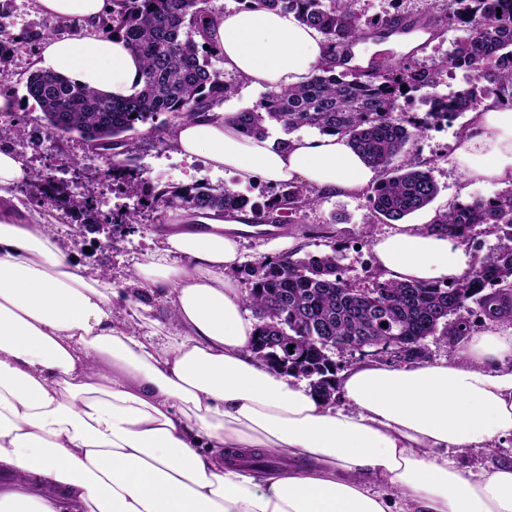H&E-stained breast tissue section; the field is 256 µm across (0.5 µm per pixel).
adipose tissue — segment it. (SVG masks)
I'll list each match as a JSON object with an SVG mask.
<instances>
[{"instance_id":"ef3b65f1","label":"adipose tissue","mask_w":512,"mask_h":512,"mask_svg":"<svg viewBox=\"0 0 512 512\" xmlns=\"http://www.w3.org/2000/svg\"><path fill=\"white\" fill-rule=\"evenodd\" d=\"M207 35L226 71L269 89L305 83L330 54L315 29L273 11L223 13ZM39 65L114 98L142 75L118 38L47 39ZM170 139L244 183L336 196L377 181L339 133L279 147L208 117ZM452 163L476 184L512 181V109L471 113ZM373 253L395 281L451 282L473 264L415 224L375 239ZM241 261L213 212L171 226L133 266L139 287L168 289L182 329L159 344L146 312L134 314L140 332L114 323L110 275L69 260L22 206L0 205V475L11 478L0 512H512V462L474 474L446 454L512 439L511 326L459 343L447 362L354 363L334 407L253 356L255 324L231 276ZM233 447L290 468L225 463Z\"/></svg>"}]
</instances>
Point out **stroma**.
<instances>
[{
	"mask_svg": "<svg viewBox=\"0 0 512 512\" xmlns=\"http://www.w3.org/2000/svg\"><path fill=\"white\" fill-rule=\"evenodd\" d=\"M356 8L368 18L394 12L413 17L426 12L442 13L445 5L443 0H358ZM9 9L13 31L27 38L9 65L6 84L0 88L13 102L10 118L17 136L11 150L21 159L25 178L29 181L47 169L63 168L68 160H82L88 177L95 182L97 197L109 199L113 219L108 222L96 214L67 213L57 206L37 203L21 195L15 186L11 187L10 194L31 217L43 218L52 226L54 237L72 261L110 272L114 287L119 292L130 293L127 275L133 263L161 246L159 223L152 215L146 216L141 224L120 223L123 210L133 207L135 200L124 189L107 182L104 176L106 157L98 155L78 135L53 136L35 103L24 101L25 81L37 69L43 47L42 41L35 39V32L52 29L61 38L72 37L73 32L66 20L44 13L37 0H11ZM469 119V114H462L441 130L427 131L424 137L408 147V158L431 163L433 167V175L440 186V193L431 205L433 211L445 210L449 204L475 196L492 197L504 191L500 184L469 185L451 164L454 143ZM134 136L138 149L133 155L122 157L121 162L153 184L189 185L198 181L227 184L257 202L265 201L270 193L262 179L241 183L230 173L214 171L204 156H182L172 145L168 133L151 124L138 126ZM367 217L365 196H326L316 210L308 212L302 223L291 225L288 235L241 239L242 258L253 262L282 255L292 247L317 252L333 242L342 250L341 264L346 277L367 287L371 284L367 276V259L373 254V247L367 244L365 237Z\"/></svg>",
	"mask_w": 512,
	"mask_h": 512,
	"instance_id": "obj_1",
	"label": "stroma"
}]
</instances>
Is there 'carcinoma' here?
Listing matches in <instances>:
<instances>
[{
  "label": "carcinoma",
  "instance_id": "carcinoma-1",
  "mask_svg": "<svg viewBox=\"0 0 512 512\" xmlns=\"http://www.w3.org/2000/svg\"><path fill=\"white\" fill-rule=\"evenodd\" d=\"M240 9L291 13L320 32L329 48V63L299 87L269 90L250 107L228 116L249 137L266 139L269 128L291 134L304 128L348 136L352 147L379 173L368 190L370 220L389 224L428 207L440 187L431 167L423 162L395 164L405 147L435 122L433 108L442 76L450 70L465 74L467 87L447 105L448 120L475 110L489 94L495 103L512 108V0H448L442 14L427 13L404 23L401 14L365 19L355 0H236ZM218 12L210 0H112V13L99 21L109 36L121 37L143 63L142 80L120 100L46 70L31 72L24 99L32 100L51 133L77 134L113 156L136 149L130 136L140 124L169 130L177 123L205 117L219 102L235 94L212 67L221 60L217 45L204 34L203 20ZM8 0L0 3V81L22 48L24 38L6 32ZM462 32L452 49L431 67L413 61V53L373 60L368 70L351 65L353 47L384 41L414 31ZM209 49H204V46ZM406 91H401V86ZM420 95L429 105L422 120L404 119L401 100ZM112 182L133 192L136 207L126 223L138 222L149 209L166 220L168 212L190 215L213 211L234 219L251 214V224H277L286 229L294 216L319 205L321 196L306 185L285 184L258 205L227 186L197 182L191 186L159 187L132 175L123 164L112 163ZM29 196L55 204L59 196L73 207L94 211V187L85 184L77 195L69 185L47 172L26 185ZM430 232L467 245L485 233L496 243L474 255L475 266L466 278L453 282H394L370 273L372 287L359 288L343 276L341 250L334 245L320 252L295 250L272 259L246 262L234 272L250 284L247 305L258 323L252 348L271 371L316 380L313 391L325 401L336 395L338 370L331 367L334 351L362 342L369 354L380 356V345L392 336H405L421 345L422 336H468L488 322L512 324V190L493 198L475 197L440 212ZM387 326H381V323ZM281 335L297 341L284 355L257 347L264 337ZM228 459L242 458L256 466L274 464L265 452L232 448Z\"/></svg>",
  "mask_w": 512,
  "mask_h": 512
}]
</instances>
